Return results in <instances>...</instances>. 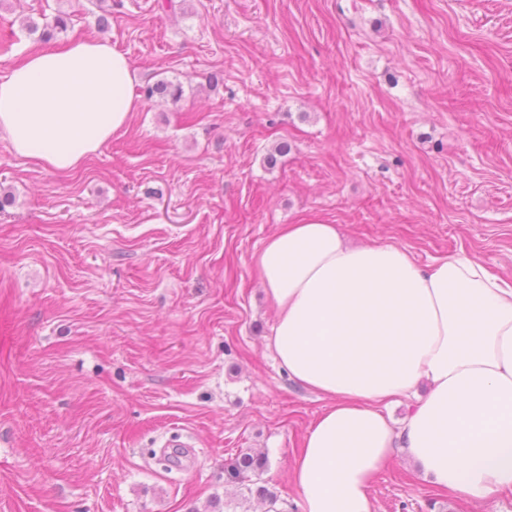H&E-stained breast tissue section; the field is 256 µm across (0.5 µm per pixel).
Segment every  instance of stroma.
I'll return each mask as SVG.
<instances>
[{"label": "stroma", "instance_id": "stroma-1", "mask_svg": "<svg viewBox=\"0 0 512 512\" xmlns=\"http://www.w3.org/2000/svg\"><path fill=\"white\" fill-rule=\"evenodd\" d=\"M0 0V77L40 47L110 39L127 125L71 172L0 137V512H263L225 480L245 452L278 512L324 399L264 339L252 260L282 225H338L420 265L459 250L512 279V0ZM197 449L168 471L171 433ZM376 512L468 503L395 459Z\"/></svg>", "mask_w": 512, "mask_h": 512}]
</instances>
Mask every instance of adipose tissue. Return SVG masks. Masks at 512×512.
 I'll return each instance as SVG.
<instances>
[{
    "instance_id": "1",
    "label": "adipose tissue",
    "mask_w": 512,
    "mask_h": 512,
    "mask_svg": "<svg viewBox=\"0 0 512 512\" xmlns=\"http://www.w3.org/2000/svg\"><path fill=\"white\" fill-rule=\"evenodd\" d=\"M137 107L127 56L75 38L0 79V136L69 172ZM253 265L275 312L267 349L326 401L290 469L301 512H375L374 483L398 455L467 502L512 491V280L462 252L424 268L395 243L354 246L315 220L282 227ZM423 385L395 425L389 403Z\"/></svg>"
}]
</instances>
